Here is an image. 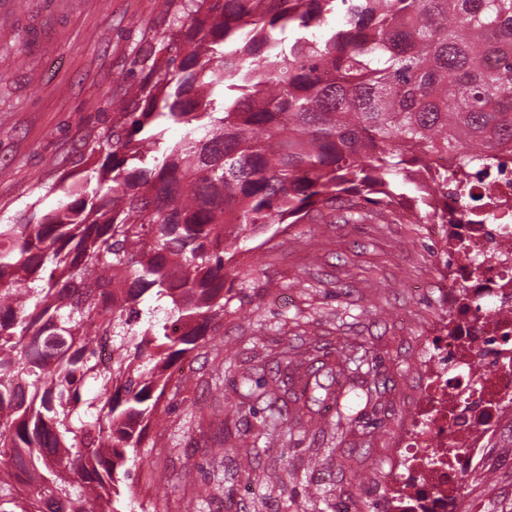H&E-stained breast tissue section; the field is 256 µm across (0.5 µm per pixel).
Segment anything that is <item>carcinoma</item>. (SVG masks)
I'll return each instance as SVG.
<instances>
[{"label":"carcinoma","mask_w":512,"mask_h":512,"mask_svg":"<svg viewBox=\"0 0 512 512\" xmlns=\"http://www.w3.org/2000/svg\"><path fill=\"white\" fill-rule=\"evenodd\" d=\"M182 8L164 78L142 65L135 98L84 143L83 161L108 146L98 188L75 182L51 210L0 224V512H122L170 369L220 330L241 235L325 212L348 224L361 207L381 224H446L448 195L469 211L470 179L512 161V0ZM330 13L343 27L316 36ZM167 125L184 138L167 143ZM448 153L451 187L428 163ZM314 350L242 377L268 400L274 442L361 369L344 347Z\"/></svg>","instance_id":"1"}]
</instances>
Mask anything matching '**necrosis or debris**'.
I'll return each mask as SVG.
<instances>
[{"label": "necrosis or debris", "mask_w": 512, "mask_h": 512, "mask_svg": "<svg viewBox=\"0 0 512 512\" xmlns=\"http://www.w3.org/2000/svg\"><path fill=\"white\" fill-rule=\"evenodd\" d=\"M479 206L439 237L451 261L452 327L428 339L427 383L395 441L386 483L393 512H471L470 478L512 420V163L474 181ZM496 223L481 222L490 198ZM484 258L472 274L468 257ZM464 449L449 455L448 445Z\"/></svg>", "instance_id": "1"}]
</instances>
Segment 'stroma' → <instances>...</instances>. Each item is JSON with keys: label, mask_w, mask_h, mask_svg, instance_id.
<instances>
[{"label": "stroma", "mask_w": 512, "mask_h": 512, "mask_svg": "<svg viewBox=\"0 0 512 512\" xmlns=\"http://www.w3.org/2000/svg\"><path fill=\"white\" fill-rule=\"evenodd\" d=\"M188 27L158 0H0V224L55 206L47 189L111 125L108 100L132 96L134 59L160 63ZM240 245L250 275L229 272L223 329L179 362L168 414L128 462L123 512L165 498L203 512L207 491L229 494V512H336L343 502L384 512L365 490L386 483L389 439L423 388L425 338L448 314L432 225L318 218ZM310 340L364 359L342 398L351 423L332 437L326 409L322 433L268 444L264 405L244 398L241 375ZM377 379L387 389L372 405Z\"/></svg>", "instance_id": "35a3bbf8"}]
</instances>
